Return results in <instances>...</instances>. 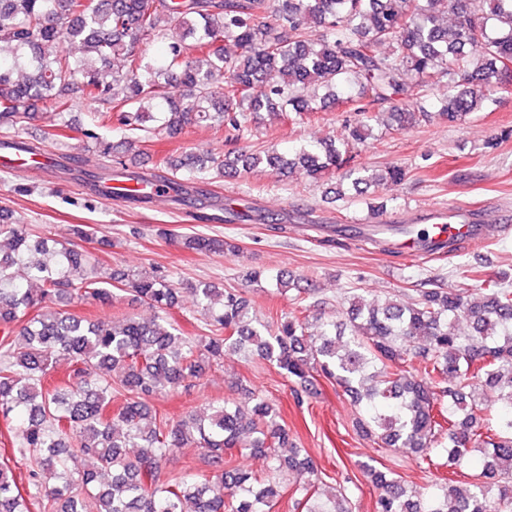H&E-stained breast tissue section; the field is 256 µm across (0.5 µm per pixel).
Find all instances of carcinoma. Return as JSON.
<instances>
[{
	"mask_svg": "<svg viewBox=\"0 0 512 512\" xmlns=\"http://www.w3.org/2000/svg\"><path fill=\"white\" fill-rule=\"evenodd\" d=\"M182 36L170 37L173 23ZM81 55H52L57 43ZM122 60L114 68L112 60ZM446 88L433 99L437 86ZM512 90V0H0V127L25 126L50 108L59 130L75 102L107 105L112 134L84 130L113 181L89 184L107 200L148 202L153 175L126 157L156 128L180 134L205 124L224 150L162 156L167 191L234 179L259 163L314 179L339 172L364 195L405 180L400 166L354 163L356 146L388 118L399 129L435 119L455 124L490 112ZM341 106L344 132L280 153L237 151L261 113L304 120ZM0 418L14 423L19 476L0 462V512H273L285 475L299 478L298 512H352L347 489L320 496L318 469L290 439L280 411L255 391L250 413L216 397L205 414L172 423L150 402L203 377L230 351L284 371L311 394L314 375L342 388L359 407L356 430L382 448L411 454L423 473L448 459L456 474L475 458L481 471L466 488L432 484L415 495L393 470L360 467L378 490L373 512H512V287L507 276L468 288H417L407 300L352 297L346 321L301 305L269 324L250 316L241 291L194 286L206 334L182 335L164 317L178 302L169 275L103 277L88 253L32 234L0 209ZM186 249L223 253L234 245L189 236ZM130 292L153 310L143 319L88 317L63 305L90 298L112 307ZM246 282L285 295L306 293L301 279L264 269ZM467 321L469 330L459 332ZM66 379L51 386L57 361ZM125 392L112 400V389ZM186 447L217 460L206 474L172 475L165 462ZM269 459L264 477L235 463ZM79 457L91 468L73 466Z\"/></svg>",
	"mask_w": 512,
	"mask_h": 512,
	"instance_id": "cac0c4a2",
	"label": "carcinoma"
}]
</instances>
